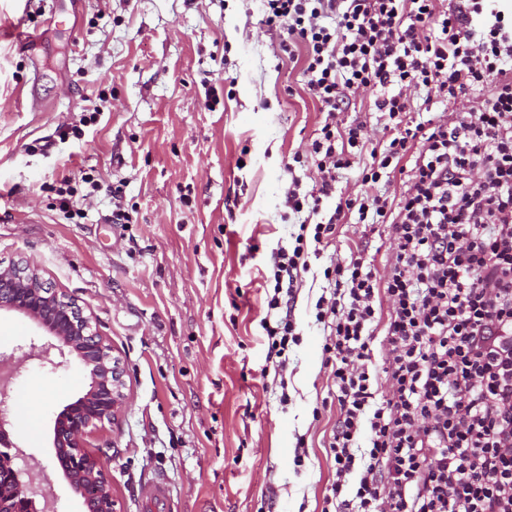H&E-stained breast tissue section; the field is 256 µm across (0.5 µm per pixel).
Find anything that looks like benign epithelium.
Wrapping results in <instances>:
<instances>
[{
  "instance_id": "obj_1",
  "label": "benign epithelium",
  "mask_w": 512,
  "mask_h": 512,
  "mask_svg": "<svg viewBox=\"0 0 512 512\" xmlns=\"http://www.w3.org/2000/svg\"><path fill=\"white\" fill-rule=\"evenodd\" d=\"M2 311L27 317L39 334L9 354L0 351L1 366L12 368L18 361L36 359L53 370L74 364L88 374V390L54 419L52 447L71 489L80 492L87 484L96 486V497L83 499V512H117L112 477L85 451L84 437L91 428L115 421L126 400L120 357L113 355L108 339L75 303L45 287L33 264L0 266ZM10 400L7 380L0 383V512H60L52 493L43 494L44 506L38 507L32 477L10 439Z\"/></svg>"
}]
</instances>
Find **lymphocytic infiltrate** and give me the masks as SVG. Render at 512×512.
Returning a JSON list of instances; mask_svg holds the SVG:
<instances>
[{"instance_id": "1", "label": "lymphocytic infiltrate", "mask_w": 512, "mask_h": 512, "mask_svg": "<svg viewBox=\"0 0 512 512\" xmlns=\"http://www.w3.org/2000/svg\"><path fill=\"white\" fill-rule=\"evenodd\" d=\"M264 6L266 24L304 46L306 87L326 114L310 152L316 189H289L288 209L318 214L337 171L365 152L362 183L405 176L398 195L346 198L311 239L270 256L260 325L279 374L300 340L290 304L307 241L349 216L388 228L383 275L360 257L331 263L315 304L339 406L322 512H512V0ZM412 86L449 117L416 120ZM367 87L379 92L380 150L367 149L362 124L336 119Z\"/></svg>"}]
</instances>
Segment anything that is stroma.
<instances>
[{
    "mask_svg": "<svg viewBox=\"0 0 512 512\" xmlns=\"http://www.w3.org/2000/svg\"><path fill=\"white\" fill-rule=\"evenodd\" d=\"M262 17L261 0H0V29L37 43L29 53L0 37V261L37 265L124 363L119 419L87 438L121 512H321L334 480L338 407L315 303L331 261L359 254L382 274L388 230L336 224L296 292L288 368L268 370L265 275L300 231L286 192L314 183L293 157L309 154L325 115L304 86L303 48L283 52ZM33 90L41 109L27 104ZM375 98L359 92L340 118L376 143ZM363 166L340 170L338 197L400 192L398 177L362 183ZM118 208L129 223H113ZM37 383L49 392L14 411L11 438L63 512H80L52 428L88 378L23 362L15 401ZM158 475L167 500L155 509Z\"/></svg>",
    "mask_w": 512,
    "mask_h": 512,
    "instance_id": "stroma-1",
    "label": "stroma"
}]
</instances>
